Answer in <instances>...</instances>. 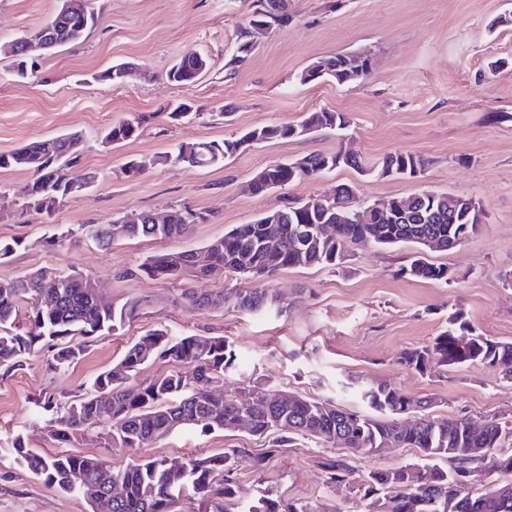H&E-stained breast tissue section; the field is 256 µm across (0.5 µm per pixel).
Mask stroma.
Listing matches in <instances>:
<instances>
[{"instance_id":"stroma-1","label":"stroma","mask_w":512,"mask_h":512,"mask_svg":"<svg viewBox=\"0 0 512 512\" xmlns=\"http://www.w3.org/2000/svg\"><path fill=\"white\" fill-rule=\"evenodd\" d=\"M252 3L95 0L96 27L78 44L47 55L34 76L15 78L10 56L0 53V153L77 132L82 166L96 176L89 191L47 218L24 206L32 174L0 170V239L26 242L0 261V280L40 268L76 270L94 278L109 301H144L130 323L94 338L70 368L50 370L46 355L37 353L0 375V512H90L82 498L48 488L19 466L13 442L21 436L42 454L60 452L36 405L39 396L79 394L154 329L229 340L240 366L216 387L231 397H243L263 376L289 393L350 408L354 402L340 387L354 377L430 396L432 413L441 418H496L512 427V382L497 368L435 364L421 375L399 360L402 352L433 341L455 308L487 335L512 341V288L505 284L512 275V0H288L287 24L261 37L229 77L224 64ZM59 5L0 0V44L37 30ZM192 53L208 57L209 71L189 88L169 83L168 68ZM333 53L370 56L372 69L364 80L344 85L300 83L309 63ZM497 58L509 65L489 74ZM119 62L136 64L139 75L123 86L97 80L98 72ZM184 98L194 101L197 117L178 124L163 119L166 105ZM227 105L230 118L218 117ZM322 110L349 117L348 141L333 132L273 140L204 169L153 162L181 144L232 140L256 127L298 124ZM137 115L144 118L137 138L103 143L113 122ZM343 145L373 161L410 151L427 167L417 180L362 176L343 167L258 196L245 189L271 163ZM132 158L149 163L135 178L122 172ZM341 183L355 187L360 210L425 190L465 194L481 203L487 222L462 246L431 254L432 262L447 266L446 284L399 277L407 247L353 246L339 266L263 276L261 284L284 301L280 313L249 314L230 305L203 312L183 296L197 285L192 273L164 282L135 273L148 256L202 248L287 200L330 193ZM180 206L209 215L182 238L121 240L104 249L79 232L92 220ZM235 448L260 454L265 445L244 432L185 430L149 443L144 452L184 460ZM341 452L337 444L298 440L269 457L264 471L241 469L238 495L253 500L269 491L329 512H361L356 491H332L324 483L320 457Z\"/></svg>"}]
</instances>
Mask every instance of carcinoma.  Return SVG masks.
Listing matches in <instances>:
<instances>
[{
	"mask_svg": "<svg viewBox=\"0 0 512 512\" xmlns=\"http://www.w3.org/2000/svg\"><path fill=\"white\" fill-rule=\"evenodd\" d=\"M266 0H256L254 21L273 29L288 23V18L260 15ZM46 40L54 48L73 45L87 30L54 13L42 26ZM256 47L254 36L239 38L227 65L243 63ZM43 48L21 46V56L13 59L12 72L19 78L35 73ZM360 61L348 54L318 58L300 75V82L311 83L310 73L319 70L337 84L363 80L351 72L350 64ZM210 68L206 56L196 54L176 61L166 73L171 83L193 85ZM129 63L114 64L98 79L126 85L135 76ZM197 114L194 104L182 100L169 104L162 116L180 122ZM143 118L120 121L104 133L107 143H121L139 135ZM345 114L332 111L311 112L299 125H270L251 129L234 140L208 141L181 145L172 153H162L150 164L176 162L192 168L217 165L254 144L313 131L343 130ZM81 135L63 134L48 141L27 143L0 154V169H22L33 173L29 198L24 206L48 217L74 194L71 185H88L94 176L78 170ZM420 156L400 151L388 154L371 175L385 176L390 167L408 173L425 169ZM346 166L363 172L371 167L358 152L341 148L334 153H310L282 164H271L249 181L255 195L295 182L314 180L322 174ZM341 184V195L328 201L310 197L291 201L280 210L279 220L269 223L265 216L238 224L223 236L198 250L162 253L148 257L139 270L155 280H171L183 272L196 280L208 279L213 269L222 267L246 281L281 269L296 267H334L340 264L345 245L415 247L409 262L398 269L403 277L433 282H449L448 267L429 260L431 252H448L480 233L485 212L475 199L457 193H439L422 202L413 195L394 223L352 222L355 208L348 189ZM127 223L86 224V238L101 247L122 239H171L185 235L194 224L207 220L202 211L173 207L167 223L155 224L148 212L125 216ZM331 226V235L320 233ZM88 276L79 272L60 274L39 269L15 279L0 280V371L7 374L22 366L31 355L51 353L49 368L57 371L80 359L85 339L115 333L133 320L141 307L138 300L122 304H102L95 289L88 287ZM187 300L197 309L208 311L228 303L242 312L283 310V302L269 288H235L212 291L191 289ZM185 365V370L170 371L150 380H139L140 372L156 360ZM237 355L222 336L172 337L154 330L132 343L109 369L100 372L82 388L80 394L61 399L44 396L39 404L42 415L55 424L52 437L63 445L85 437L92 429L107 448L136 450L171 432L198 429L244 431L268 440L267 451L251 454L245 448L201 458L173 462L163 457H139L123 468H114L102 458L61 451L43 456L28 448L17 437L13 448L19 464L40 476L44 483L66 494L80 495L96 509L102 497L110 495L113 483L123 493L112 498L110 512H181L188 500L195 512H318L309 503L285 501L263 496L244 505L237 500V470L245 463L256 472L265 468L268 456L295 445L301 438L323 443L343 442L344 454L319 462L326 486L338 489L357 484L362 512H369L373 499H389L392 512H512V480L490 484L473 494L461 482L466 471L512 474V453L504 443L512 438V427L492 418L481 429L472 427L467 417L438 419L430 415L434 399L413 397L387 383L357 388L360 400L370 412L342 408L330 401L294 396L293 402L281 399V389L268 380L256 382L250 392L253 405L244 411L238 400L214 390L200 391L193 381L212 382L236 368ZM400 362L424 375L437 362L451 368L475 364L498 367L503 378L512 380V342L487 336L466 318L462 309L448 311V327L426 345L403 352ZM415 415L405 425L401 419ZM382 448H413L418 462L392 469L371 470L356 476L354 461L377 454ZM473 448L485 449L476 456Z\"/></svg>",
	"mask_w": 512,
	"mask_h": 512,
	"instance_id": "1",
	"label": "carcinoma"
}]
</instances>
